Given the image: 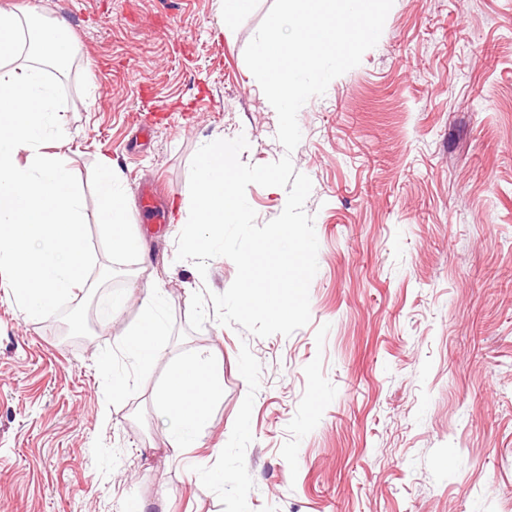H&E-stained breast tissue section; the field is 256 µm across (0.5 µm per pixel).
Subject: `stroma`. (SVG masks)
Here are the masks:
<instances>
[{
  "mask_svg": "<svg viewBox=\"0 0 512 512\" xmlns=\"http://www.w3.org/2000/svg\"><path fill=\"white\" fill-rule=\"evenodd\" d=\"M272 4L227 25L218 0H0L64 21L75 46L53 74L58 152L82 184L92 258L85 286L35 317L0 270L6 512H125L136 498L151 512H512V0H394L377 45L301 108L290 153L244 59ZM219 134L247 138L242 162L287 155L312 181L318 272L291 335L188 328L192 294L236 276L227 258L203 276L176 258L191 160ZM106 158L143 253L113 255L97 221ZM148 177L167 187L156 216L140 208ZM149 283L166 336L138 366L120 344ZM128 288L103 324L101 299ZM75 314L85 335L62 339ZM198 350L221 391L201 447L176 451L156 398Z\"/></svg>",
  "mask_w": 512,
  "mask_h": 512,
  "instance_id": "stroma-1",
  "label": "stroma"
}]
</instances>
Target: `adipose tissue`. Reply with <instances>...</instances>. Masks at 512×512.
Returning <instances> with one entry per match:
<instances>
[{"instance_id":"1","label":"adipose tissue","mask_w":512,"mask_h":512,"mask_svg":"<svg viewBox=\"0 0 512 512\" xmlns=\"http://www.w3.org/2000/svg\"><path fill=\"white\" fill-rule=\"evenodd\" d=\"M37 11L0 10V268L12 274L15 304L40 315L69 300L85 283L90 255L82 236L83 202L70 169L50 149L58 127L60 88L47 70L72 53L65 25H38ZM100 220L116 255L142 252L128 209L103 160L98 181ZM163 292L146 286L142 322L126 333L123 353L137 363L158 361ZM222 373L202 354L172 366L159 394L171 417L173 445L194 448Z\"/></svg>"}]
</instances>
